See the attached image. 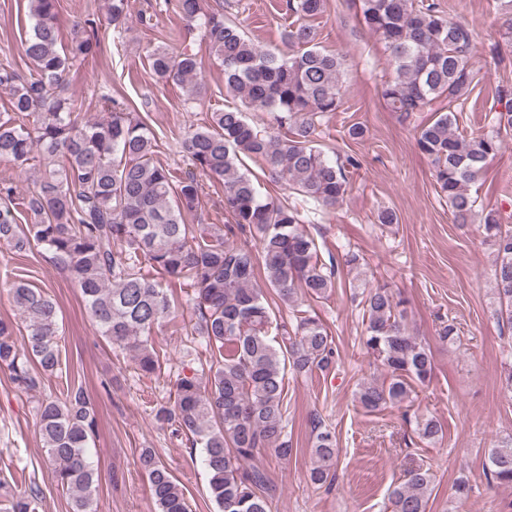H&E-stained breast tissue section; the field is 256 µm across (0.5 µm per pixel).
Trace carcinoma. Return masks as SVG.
Segmentation results:
<instances>
[{"mask_svg": "<svg viewBox=\"0 0 512 512\" xmlns=\"http://www.w3.org/2000/svg\"><path fill=\"white\" fill-rule=\"evenodd\" d=\"M369 31L383 43L392 69L381 96L388 109L422 123L416 147L433 164V177L456 224L469 223L478 175L503 149L502 133L512 131V94L503 90L493 128L470 139L457 134L455 103L475 89L471 65L476 33L443 13L435 0H359ZM58 0H28L32 33L24 52L34 68L26 73L0 66V89L8 107L0 113V160L41 168L36 191L19 197L11 182L0 184V243L23 252L36 243L79 288L101 336L134 352L143 375L161 371L152 334L175 310V300L157 281L191 289L185 302L198 314L194 334L209 355L207 372L183 376L173 399L155 409L156 421L189 435L203 448L209 493L220 512H271L270 481L252 464L263 451L279 458L293 454L288 439L286 371L308 375L334 363V340L322 319L297 309L298 296L321 299L336 287L334 263L320 259L319 246L303 224V211L287 200L261 197L241 171L249 158L265 164L304 205L334 208L348 193V173L358 158L330 156L316 146L321 120L341 103L346 60L318 45L306 20L321 15L326 0H287L296 20L288 24L286 50L256 46L224 13L206 0H174V10L224 67L226 89L240 108L210 113L207 123L183 136L181 146L193 167L224 184L222 209L229 224H189L201 185L154 160L152 129L116 98L105 99L108 116L79 120L64 95L69 64L94 59L101 51L95 18L73 26L70 42H59ZM129 0H108L110 23L127 18ZM154 76L172 82L195 102L201 93L198 55L157 46L147 55ZM447 102V111L433 108ZM265 112L274 128L249 122L246 111ZM28 212L30 223H20ZM486 239L495 247L492 292L495 314L512 325V225L497 209L485 211ZM248 234L258 249L229 239ZM365 288L363 344L380 361L385 376L360 385L356 397L368 411L401 408L414 386L430 382L434 358L410 332L390 287L354 277ZM292 310L293 323L276 322L275 307ZM25 322L19 345L13 329L0 321V365L27 393L61 366L59 309L42 290L23 280L9 288ZM39 434L57 483L70 493V512H93L99 471L88 444L95 429V405L73 388L64 399L38 400ZM418 435L428 443L442 437L441 423L416 417ZM316 465L310 480H332L339 449L330 429L314 427ZM139 468L149 482L158 512H189L183 487L153 448H143ZM488 468L500 485L512 487V434L488 451ZM431 477L423 469L406 473L388 490L390 512H427ZM39 494L9 501L5 512H38Z\"/></svg>", "mask_w": 512, "mask_h": 512, "instance_id": "cac0c4a2", "label": "carcinoma"}]
</instances>
